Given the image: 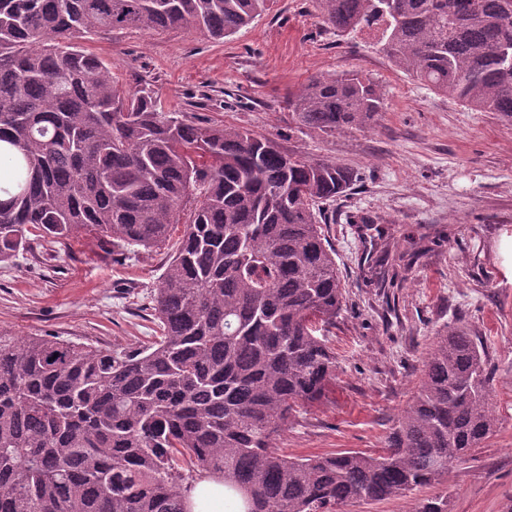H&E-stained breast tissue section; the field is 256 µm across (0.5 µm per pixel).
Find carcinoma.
<instances>
[{"label":"carcinoma","instance_id":"obj_1","mask_svg":"<svg viewBox=\"0 0 512 512\" xmlns=\"http://www.w3.org/2000/svg\"><path fill=\"white\" fill-rule=\"evenodd\" d=\"M274 0H0V262L31 236L92 231L112 253L180 232L155 288L159 335L103 350L0 332V512H189L203 477L242 512H337L440 481L497 427L482 343L452 326L378 453L289 458L274 448L321 400L336 356L316 335L346 302L325 208L353 172L269 138L188 122L152 92H117L77 39L191 27L222 40ZM341 34L512 119V0H315ZM382 89L357 73L288 95L303 127L362 129Z\"/></svg>","mask_w":512,"mask_h":512}]
</instances>
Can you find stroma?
Listing matches in <instances>:
<instances>
[{"instance_id":"1","label":"stroma","mask_w":512,"mask_h":512,"mask_svg":"<svg viewBox=\"0 0 512 512\" xmlns=\"http://www.w3.org/2000/svg\"><path fill=\"white\" fill-rule=\"evenodd\" d=\"M79 44L111 64L121 93L151 89L183 119L241 127L357 176L325 226L348 284L341 314L323 333L336 378L289 419L279 451L301 458L383 448L432 341L462 325L485 345L497 428L441 484L342 512H416L442 493L452 512H512V280L499 251L501 238L512 236V120L397 71L370 36L322 26L314 0H277L220 42L178 28L92 33ZM350 72L381 87L375 122L346 134L301 126L287 107L289 91ZM387 241L410 255L394 286L365 278ZM169 257L166 248L140 250L118 262L92 234L65 248L36 241L0 263V330L106 349L147 344Z\"/></svg>"}]
</instances>
